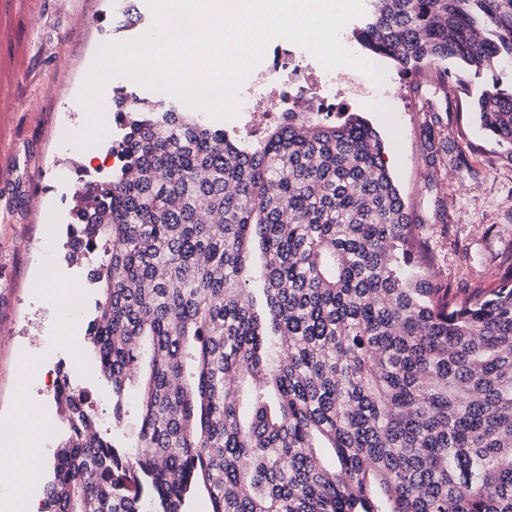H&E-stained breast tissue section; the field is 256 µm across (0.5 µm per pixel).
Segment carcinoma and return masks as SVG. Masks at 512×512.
Segmentation results:
<instances>
[{"label":"carcinoma","instance_id":"carcinoma-1","mask_svg":"<svg viewBox=\"0 0 512 512\" xmlns=\"http://www.w3.org/2000/svg\"><path fill=\"white\" fill-rule=\"evenodd\" d=\"M353 37L407 75L479 74L512 61V0H367ZM130 98L113 95L120 165L78 192L70 239L99 253L85 336L116 425L149 355L134 450L61 375L43 512H189L200 490L210 512H512V281L457 300L415 271L369 121L290 112L249 144ZM474 112L512 151V88Z\"/></svg>","mask_w":512,"mask_h":512}]
</instances>
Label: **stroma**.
Listing matches in <instances>:
<instances>
[{"instance_id": "obj_1", "label": "stroma", "mask_w": 512, "mask_h": 512, "mask_svg": "<svg viewBox=\"0 0 512 512\" xmlns=\"http://www.w3.org/2000/svg\"><path fill=\"white\" fill-rule=\"evenodd\" d=\"M133 4L139 21L128 30L112 0H0V430L15 414H34L29 444L39 463L30 490L39 496L67 436L54 399L58 370L84 395L104 439L120 448L134 441L136 404L114 425L110 390L87 368L94 352L84 329L100 293L87 279L90 261L72 253L66 235L78 176H108L112 141L99 145L104 162L89 167L65 141L85 121L78 96L99 46L133 39L154 21L147 0ZM376 63L401 83L403 105L371 95L340 96L336 105L377 131L428 273L460 298L501 286L512 276V161L470 102L493 82L512 86V64L477 75L446 60L405 76L389 59ZM44 272L83 291L79 320L54 319L38 288Z\"/></svg>"}]
</instances>
